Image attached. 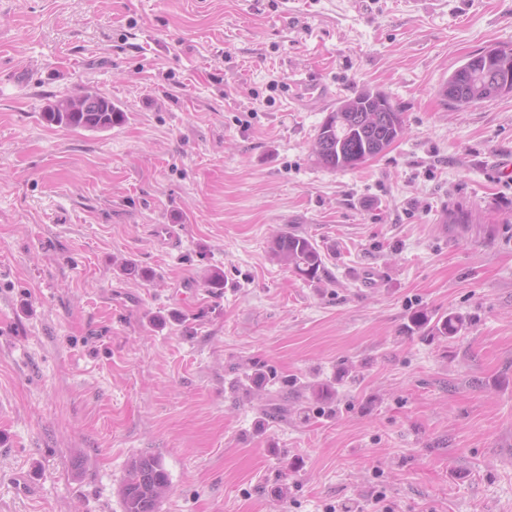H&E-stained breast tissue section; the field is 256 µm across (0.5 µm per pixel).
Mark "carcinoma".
Wrapping results in <instances>:
<instances>
[{
  "label": "carcinoma",
  "mask_w": 512,
  "mask_h": 512,
  "mask_svg": "<svg viewBox=\"0 0 512 512\" xmlns=\"http://www.w3.org/2000/svg\"><path fill=\"white\" fill-rule=\"evenodd\" d=\"M506 94H512V48L503 46L468 55L440 88L453 110ZM42 119L73 129L107 130L125 122L126 115L109 98L85 93L53 102L42 112ZM404 131L403 113L386 94L367 88L327 113L316 131L313 153L327 169L354 170L382 154ZM271 251L306 280L319 278L323 270L319 249L304 235L282 234L273 241ZM413 323L451 337L462 329L464 320L450 314L432 325L428 316L418 313ZM168 487L169 474L160 457L143 454L133 458L121 487L123 512H158Z\"/></svg>",
  "instance_id": "obj_1"
}]
</instances>
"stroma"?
I'll use <instances>...</instances> for the list:
<instances>
[{
    "instance_id": "35a3bbf8",
    "label": "stroma",
    "mask_w": 512,
    "mask_h": 512,
    "mask_svg": "<svg viewBox=\"0 0 512 512\" xmlns=\"http://www.w3.org/2000/svg\"><path fill=\"white\" fill-rule=\"evenodd\" d=\"M495 46L512 0H0V512H122L144 453L159 512H512V94L440 95ZM366 88L404 136L324 168ZM84 92L125 122L42 119ZM273 256L306 280L318 279L323 258L317 246L304 235L288 233L278 236L272 244ZM169 487V474L160 457L143 454L133 458L121 487L123 512H158Z\"/></svg>"
}]
</instances>
